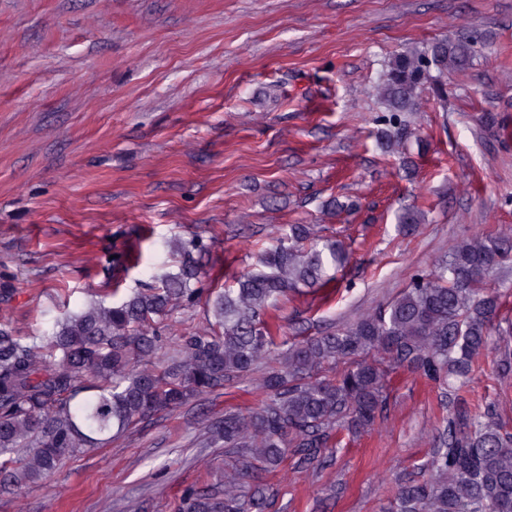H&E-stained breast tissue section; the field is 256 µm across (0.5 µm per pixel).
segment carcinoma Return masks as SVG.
<instances>
[{
	"mask_svg": "<svg viewBox=\"0 0 512 512\" xmlns=\"http://www.w3.org/2000/svg\"><path fill=\"white\" fill-rule=\"evenodd\" d=\"M475 51L468 39L441 40L429 52L391 62L380 96L396 113L414 106L417 89L463 68ZM305 224L288 225L252 272L209 298L223 332H189L170 362L146 367L160 342V324L178 303L202 289L198 255L206 246L179 242V270L157 276L116 304L93 303L55 320L51 331L28 343L0 329V490L50 477L82 448H101L137 419L176 408L189 398L224 388L253 369L276 346L279 328L266 309L300 288H324L345 267L343 244L316 242ZM512 266V238L475 236L455 245L427 275L383 309L355 323L291 344L281 369L265 381L268 396L256 414L224 413V447L238 452L224 490L187 493L180 512H262L265 488L244 501L240 477L261 466L272 470L287 455L319 456L330 433H365L388 411L386 376L406 366L443 385L448 421L437 440L427 478L397 490L392 512H512V433L496 406L471 415L458 410L473 362L490 344L500 295L494 274Z\"/></svg>",
	"mask_w": 512,
	"mask_h": 512,
	"instance_id": "1",
	"label": "carcinoma"
}]
</instances>
